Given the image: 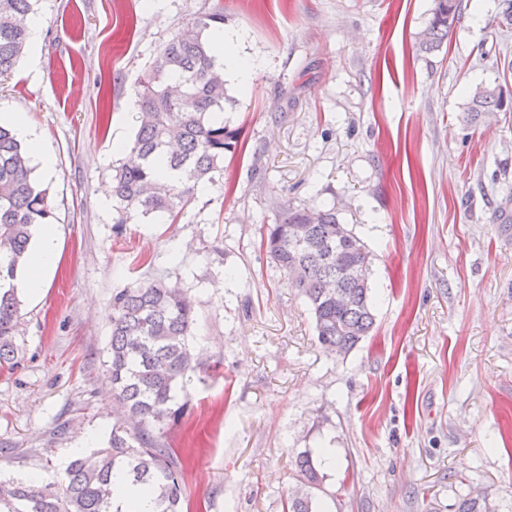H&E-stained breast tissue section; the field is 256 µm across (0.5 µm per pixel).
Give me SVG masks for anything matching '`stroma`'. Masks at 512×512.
<instances>
[{
    "label": "stroma",
    "instance_id": "stroma-1",
    "mask_svg": "<svg viewBox=\"0 0 512 512\" xmlns=\"http://www.w3.org/2000/svg\"><path fill=\"white\" fill-rule=\"evenodd\" d=\"M219 0H37L41 38L0 77L54 159L39 180L61 258L22 299L21 363L0 376V477L61 482L115 407L104 375L112 295L144 279L196 306L202 366L164 438L191 449L189 512H284L310 452L318 512H512V27L504 0H460L439 51L416 38L433 0H220L254 64L228 82L238 131L223 185L179 223L118 224L111 185L135 87L162 45ZM502 110L466 122L477 87ZM335 209L373 257L375 324L347 355L317 339L261 227ZM332 449L325 465L321 449Z\"/></svg>",
    "mask_w": 512,
    "mask_h": 512
}]
</instances>
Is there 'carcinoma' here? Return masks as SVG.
Segmentation results:
<instances>
[{
	"label": "carcinoma",
	"mask_w": 512,
	"mask_h": 512,
	"mask_svg": "<svg viewBox=\"0 0 512 512\" xmlns=\"http://www.w3.org/2000/svg\"><path fill=\"white\" fill-rule=\"evenodd\" d=\"M456 0H435L418 33L424 54L439 50L457 20ZM34 0H0V75L10 72L28 44ZM224 23L218 4L169 39L142 73L136 89L137 130L124 161L112 176L115 223L162 216L174 221L201 182L224 175V155L238 144L237 130L224 124V104L233 102L205 31ZM496 90L478 87L467 109L473 123L500 110ZM161 167L181 173L179 184L157 178ZM25 149L0 125V370L20 363L16 344L21 300L12 282L29 257L39 224L55 220L47 189L33 176ZM334 209H287L263 225V242L273 263L292 277L306 298L319 342L346 354L375 323L369 281L358 282L344 268L372 264L364 242L352 231L339 237ZM346 303L336 305V291ZM194 304L177 288L152 279L112 295L111 336L106 374L112 398L124 409L103 446L72 460L60 487L37 486L21 478L0 481V512H132L113 507L112 479L123 475L151 495L157 512H183L184 466L162 442L165 429L184 415L180 392L200 362L190 343ZM300 482L312 488L319 473L308 454L295 460ZM287 512H315L311 494L287 502ZM456 512H490L486 501L464 496Z\"/></svg>",
	"instance_id": "cac0c4a2"
}]
</instances>
